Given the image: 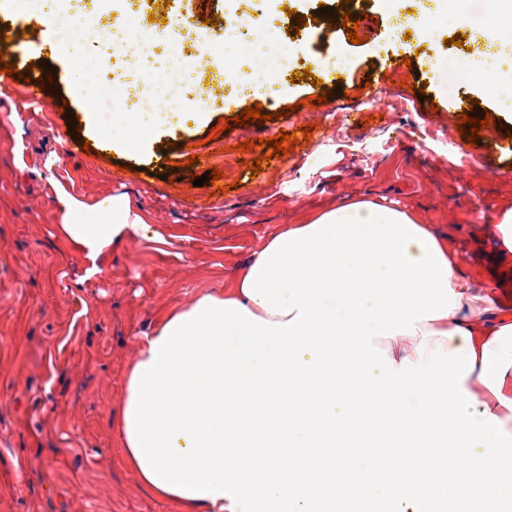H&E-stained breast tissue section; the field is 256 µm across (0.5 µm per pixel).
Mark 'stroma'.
Segmentation results:
<instances>
[{
    "label": "stroma",
    "mask_w": 512,
    "mask_h": 512,
    "mask_svg": "<svg viewBox=\"0 0 512 512\" xmlns=\"http://www.w3.org/2000/svg\"><path fill=\"white\" fill-rule=\"evenodd\" d=\"M345 0H151L145 29L166 33L175 19L214 15L212 65L193 77L201 104H190L177 131L157 122L140 155L113 150L100 156L102 138L84 120L72 94L75 76L96 85V109H119L120 77L106 76L105 46L92 52L55 50L51 28L30 25L27 0L0 6V57L14 77L0 82V512H176L145 492L122 460L114 430L125 374L137 345L171 309L201 292L227 288L282 225L311 212L370 199L413 212L446 233L475 287L501 298L512 286V255L499 251L497 218L512 208V151L500 95L512 69L491 74L489 89L456 76L467 56L491 47L479 33L451 44L459 27L432 15L434 36H409L404 16L423 0H355L362 44L345 28L315 19L320 4ZM308 24L297 27V16ZM238 17L239 37L224 42L223 23ZM265 21L270 43L287 42L295 62L277 82L276 99L237 94L224 68L250 63L255 36L249 19ZM345 60L342 70L321 56ZM412 66H405V59ZM52 64L43 98L30 97L22 74ZM321 87L304 81V71ZM409 87H402V80ZM327 102L309 107L317 89ZM261 104L268 118L215 133L219 119ZM290 116H281L283 107ZM206 116L193 120L197 109ZM492 115L476 145L456 124L458 114ZM313 125L289 153L247 165L258 150L243 141L271 138ZM90 151H83V144ZM200 159L188 165L190 145ZM217 185L197 187L208 168ZM89 202L127 196L148 223L103 258L100 274L60 234L57 187Z\"/></svg>",
    "instance_id": "obj_1"
}]
</instances>
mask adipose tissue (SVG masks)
<instances>
[{"instance_id":"adipose-tissue-1","label":"adipose tissue","mask_w":512,"mask_h":512,"mask_svg":"<svg viewBox=\"0 0 512 512\" xmlns=\"http://www.w3.org/2000/svg\"><path fill=\"white\" fill-rule=\"evenodd\" d=\"M62 45L91 13L48 11ZM89 273L144 228L129 199L65 188ZM118 438L180 512H456L512 506V314L476 295L448 238L355 200L288 224L233 288L171 310L137 348Z\"/></svg>"}]
</instances>
